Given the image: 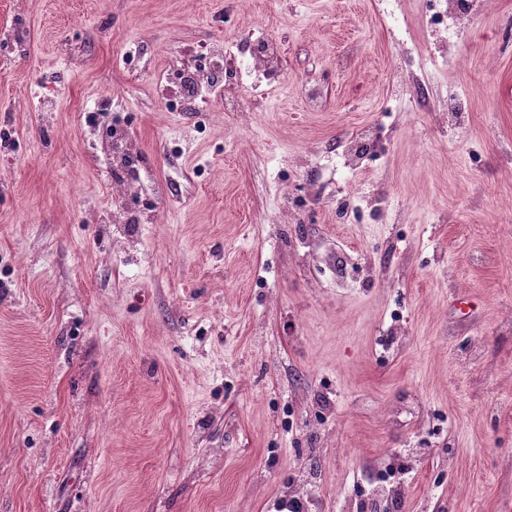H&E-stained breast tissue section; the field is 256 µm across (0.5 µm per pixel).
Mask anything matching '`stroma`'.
Listing matches in <instances>:
<instances>
[{"mask_svg":"<svg viewBox=\"0 0 512 512\" xmlns=\"http://www.w3.org/2000/svg\"><path fill=\"white\" fill-rule=\"evenodd\" d=\"M224 3L0 0V512H361L390 460L512 512V0ZM257 24L276 87L166 111ZM112 151L114 159L117 158L122 166L128 165L132 159L127 149L128 131L126 127L116 118L112 120Z\"/></svg>","mask_w":512,"mask_h":512,"instance_id":"obj_1","label":"stroma"}]
</instances>
